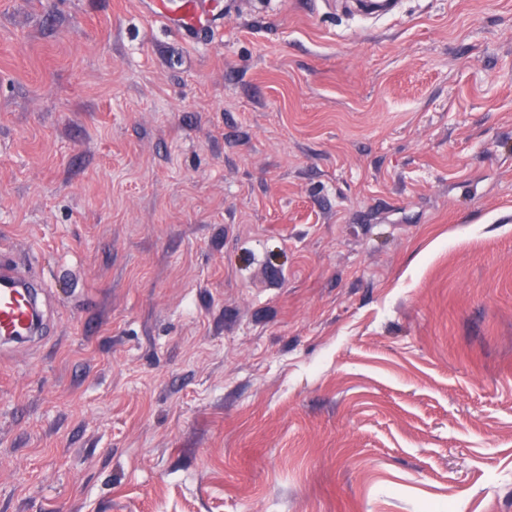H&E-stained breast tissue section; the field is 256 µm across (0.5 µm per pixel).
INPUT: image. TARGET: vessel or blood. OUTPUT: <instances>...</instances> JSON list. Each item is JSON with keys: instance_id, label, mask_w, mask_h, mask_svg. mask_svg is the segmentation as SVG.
<instances>
[{"instance_id": "obj_1", "label": "vessel or blood", "mask_w": 512, "mask_h": 512, "mask_svg": "<svg viewBox=\"0 0 512 512\" xmlns=\"http://www.w3.org/2000/svg\"><path fill=\"white\" fill-rule=\"evenodd\" d=\"M218 0H156V11L187 36L199 41L207 34ZM37 305L30 283L17 263L0 260V336L26 339L34 330Z\"/></svg>"}]
</instances>
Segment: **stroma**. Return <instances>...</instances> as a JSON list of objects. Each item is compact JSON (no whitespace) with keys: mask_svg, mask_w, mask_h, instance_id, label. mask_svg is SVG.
<instances>
[{"mask_svg":"<svg viewBox=\"0 0 512 512\" xmlns=\"http://www.w3.org/2000/svg\"><path fill=\"white\" fill-rule=\"evenodd\" d=\"M0 0V512H512V0ZM219 0H156V12L196 42L207 34ZM0 336L13 340L26 339L37 324L38 311L30 283L17 263L0 260Z\"/></svg>","mask_w":512,"mask_h":512,"instance_id":"1","label":"stroma"}]
</instances>
